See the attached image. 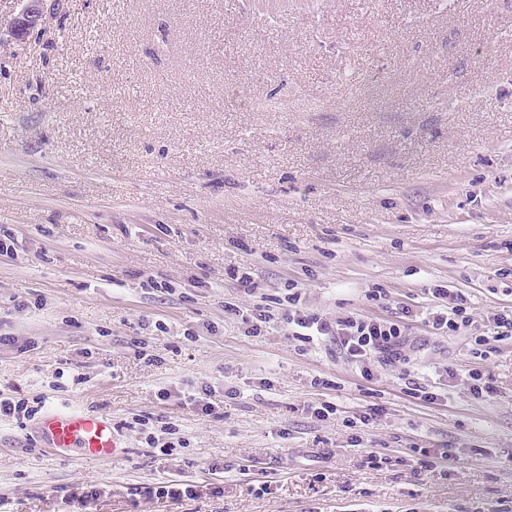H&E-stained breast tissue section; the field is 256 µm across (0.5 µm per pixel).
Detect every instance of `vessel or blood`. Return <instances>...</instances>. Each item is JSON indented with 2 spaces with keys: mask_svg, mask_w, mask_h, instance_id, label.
Instances as JSON below:
<instances>
[{
  "mask_svg": "<svg viewBox=\"0 0 512 512\" xmlns=\"http://www.w3.org/2000/svg\"><path fill=\"white\" fill-rule=\"evenodd\" d=\"M40 433L45 447L78 448L98 459L111 458L117 446L111 419L79 408L48 411L41 419Z\"/></svg>",
  "mask_w": 512,
  "mask_h": 512,
  "instance_id": "1",
  "label": "vessel or blood"
}]
</instances>
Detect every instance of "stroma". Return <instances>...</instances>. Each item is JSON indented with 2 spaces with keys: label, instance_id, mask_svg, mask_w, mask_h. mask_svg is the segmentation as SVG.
Masks as SVG:
<instances>
[{
  "label": "stroma",
  "instance_id": "35a3bbf8",
  "mask_svg": "<svg viewBox=\"0 0 512 512\" xmlns=\"http://www.w3.org/2000/svg\"><path fill=\"white\" fill-rule=\"evenodd\" d=\"M0 227V397L119 443L0 419V512H512V338L409 322L423 401L400 367L252 334L237 280L332 320L438 285L480 323L512 307V0H61L0 42ZM416 447L458 460L416 475ZM39 428L46 448H81L84 455L98 459L111 458L118 448L112 420L84 409L50 410Z\"/></svg>",
  "mask_w": 512,
  "mask_h": 512
}]
</instances>
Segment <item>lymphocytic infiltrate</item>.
<instances>
[{"label":"lymphocytic infiltrate","mask_w":512,"mask_h":512,"mask_svg":"<svg viewBox=\"0 0 512 512\" xmlns=\"http://www.w3.org/2000/svg\"><path fill=\"white\" fill-rule=\"evenodd\" d=\"M287 288V308L276 310L270 305L257 303L253 306L254 319L264 324L283 320L291 327L294 337L307 343L317 338H329L349 363L361 368L374 357L390 364H406L408 321L421 319L429 334L434 336L459 335L473 331L475 327L467 301L445 288L433 289L436 302L425 312L418 313L405 307L398 320L360 314L331 320L306 308L297 282H288Z\"/></svg>","instance_id":"obj_1"}]
</instances>
